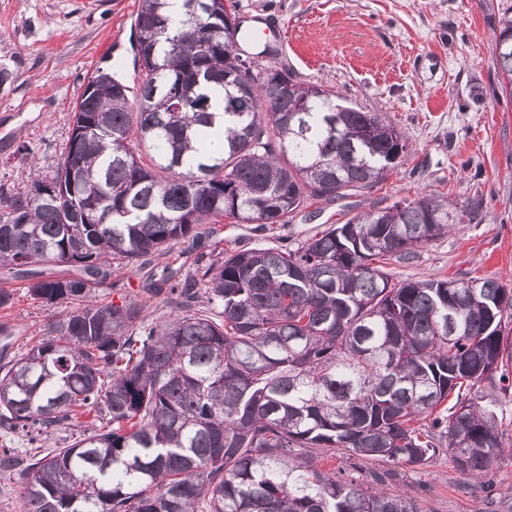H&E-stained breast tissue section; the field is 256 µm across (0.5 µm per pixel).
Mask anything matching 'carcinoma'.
<instances>
[{
	"label": "carcinoma",
	"instance_id": "obj_1",
	"mask_svg": "<svg viewBox=\"0 0 512 512\" xmlns=\"http://www.w3.org/2000/svg\"><path fill=\"white\" fill-rule=\"evenodd\" d=\"M167 5L140 0L136 90L96 70L53 171L0 185V269L69 307L26 351H0V429L30 438L94 415L62 448H0L24 512H419L385 487L396 473L346 479L307 448L412 470L448 454L486 478L505 432L472 390L512 388V289L386 270L479 221V200L425 194L295 248L219 252L149 285L176 307L161 322L135 301H96L114 272L196 240L203 224H287L312 200L375 186L409 153L385 113L332 90L271 96L286 69L248 60L241 92L229 41L251 33L231 29L224 0H182L179 18ZM493 54L512 96L507 11Z\"/></svg>",
	"mask_w": 512,
	"mask_h": 512
}]
</instances>
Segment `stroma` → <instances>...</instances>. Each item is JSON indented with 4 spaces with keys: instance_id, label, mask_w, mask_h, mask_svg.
I'll use <instances>...</instances> for the list:
<instances>
[{
    "instance_id": "stroma-1",
    "label": "stroma",
    "mask_w": 512,
    "mask_h": 512,
    "mask_svg": "<svg viewBox=\"0 0 512 512\" xmlns=\"http://www.w3.org/2000/svg\"><path fill=\"white\" fill-rule=\"evenodd\" d=\"M236 15L258 41L238 52L285 67L302 83L340 95L342 104L384 112L404 133L410 152L383 182L348 198L313 201L273 230L223 220L201 227L197 244L178 243L148 266L124 268L97 288L105 304L128 296L151 318L171 310L142 284L148 271H193L212 251L294 248L332 224L394 201L435 192L451 201L480 199L482 221L459 224L394 262L397 280L497 279L512 289V97L502 93L492 46L512 0H234ZM139 0H0V64L14 73L0 87V184H24L51 171L60 157L72 110L88 77L115 66L126 82L133 68L131 31ZM28 144L30 153L19 152ZM0 324L14 332L13 350L44 336L66 305L31 299L24 282ZM392 487L413 496L420 512H512V455L498 457L477 481L440 455L418 470L397 467Z\"/></svg>"
}]
</instances>
